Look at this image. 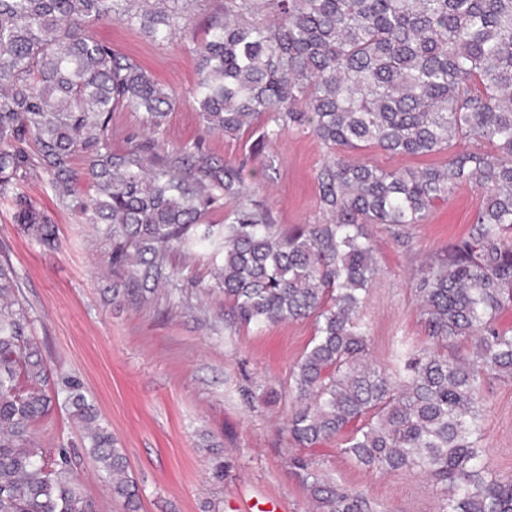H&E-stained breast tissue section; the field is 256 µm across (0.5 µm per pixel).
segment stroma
Instances as JSON below:
<instances>
[{
  "mask_svg": "<svg viewBox=\"0 0 512 512\" xmlns=\"http://www.w3.org/2000/svg\"><path fill=\"white\" fill-rule=\"evenodd\" d=\"M224 0H194L192 25L158 44L123 24L94 28L98 39L139 62L176 97L157 141L172 147L202 139L213 156L243 164L247 183L272 221L285 232L324 219L318 175L329 151L309 130L293 127L274 147L253 152L261 130L238 136L203 133L191 88L195 44ZM50 219L58 244L30 240L16 221L13 197L0 196V259L13 266L17 298L50 374L49 415L34 428L46 459L68 452L86 495L101 512H124L103 474L87 455L83 433L66 400V382H78L103 424L124 448L141 497V512H241L247 503L277 500L280 512H312L309 495L291 467L306 456L329 480L361 490L375 512H439L441 495L428 477L356 467L330 440L298 449L283 425L297 406L292 372L314 332L311 321L263 329L232 324L224 293L206 259L173 255V282L149 301L113 300L124 278L110 262L111 243L75 210L63 206L49 177L32 166L19 187ZM480 191L465 186L437 203L410 230L401 248L385 226L368 231L380 274L364 307L373 361L389 363L395 340L427 346L410 282L431 259L467 235L481 205ZM483 394L482 444L490 469L512 476V379L489 376Z\"/></svg>",
  "mask_w": 512,
  "mask_h": 512,
  "instance_id": "obj_1",
  "label": "stroma"
}]
</instances>
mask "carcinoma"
I'll return each mask as SVG.
<instances>
[{"label": "carcinoma", "instance_id": "obj_1", "mask_svg": "<svg viewBox=\"0 0 512 512\" xmlns=\"http://www.w3.org/2000/svg\"><path fill=\"white\" fill-rule=\"evenodd\" d=\"M169 2L0 0V195L30 170L28 145L60 204L84 176L95 194L81 218L111 241L110 263L127 284L112 298L147 299L167 282L169 252L201 251L237 323L312 321L293 372L294 444L340 438L358 466L425 475L440 488L439 512H512V477L493 472L481 446L483 379L512 378V332L497 324L512 303V0H224L196 48L203 128L236 136L259 125L261 151L287 127H306L333 150L318 178L325 222L290 234L272 224L243 167L197 142L165 152L129 138L112 149V112H140L156 133L172 95L92 28L117 21L167 42L191 23ZM461 141L488 149L453 150ZM367 146L449 156L439 167L386 170L348 156ZM463 186L484 198L467 236L411 284L432 347L401 338L392 362L378 365L363 308L379 267L365 226L384 224L407 247L409 228ZM15 203L24 232L53 244L45 217L23 196ZM217 209L220 223L209 219ZM17 288L0 262V512H98L70 458L50 469L34 442L49 369ZM463 341L471 355L448 352ZM67 388L112 498L139 512L124 449L79 384ZM292 465L318 512H372L362 493L305 458Z\"/></svg>", "mask_w": 512, "mask_h": 512}]
</instances>
